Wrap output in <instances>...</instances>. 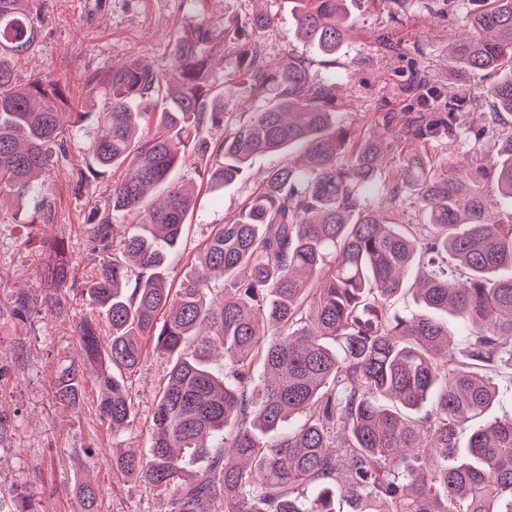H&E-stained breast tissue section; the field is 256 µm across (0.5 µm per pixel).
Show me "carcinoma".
Segmentation results:
<instances>
[{
  "label": "carcinoma",
  "mask_w": 512,
  "mask_h": 512,
  "mask_svg": "<svg viewBox=\"0 0 512 512\" xmlns=\"http://www.w3.org/2000/svg\"><path fill=\"white\" fill-rule=\"evenodd\" d=\"M294 2L297 35L335 60L355 24L346 0ZM480 2L448 63L482 82L437 92L415 62L416 79L397 94L420 110L357 136L336 126V83L314 80L306 59L273 66L248 49L273 21L264 12L244 25L200 24L166 74L137 58L90 71L79 103L58 84L20 83L16 63L37 41L38 14L30 0H0V195L40 189L65 154L66 109L97 127L80 179L126 170L90 218L94 276L69 285L64 264L48 269L42 305L90 301L76 327L82 361L58 369L53 389L75 407L94 380L114 435L134 418L120 373L150 346L170 360L148 454H112V468L163 497L162 512H512V417L483 422L499 374L512 371L502 341L512 337V214L495 217L485 194L492 183L512 201V125L489 161L471 146L465 177L427 155L468 143L465 114L488 102L492 115H512V0ZM217 39L237 51L258 98L275 95L212 144L199 135L224 124L205 55ZM100 93L108 103L96 112ZM296 145L301 163L272 170L212 233L194 273L169 288L197 194L168 176L188 149L203 161L199 177L221 188L255 156ZM160 187L162 200L148 201ZM381 191L410 202L420 223L382 216L372 202ZM131 211L140 222L122 232L112 216ZM399 293L425 311L393 314ZM30 311L20 291L0 320L23 323ZM450 316L466 330L460 344L448 337ZM218 346L222 375L211 366Z\"/></svg>",
  "instance_id": "carcinoma-1"
}]
</instances>
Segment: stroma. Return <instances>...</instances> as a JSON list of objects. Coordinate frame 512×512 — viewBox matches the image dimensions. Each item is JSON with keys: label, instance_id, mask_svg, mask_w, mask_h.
<instances>
[{"label": "stroma", "instance_id": "35a3bbf8", "mask_svg": "<svg viewBox=\"0 0 512 512\" xmlns=\"http://www.w3.org/2000/svg\"><path fill=\"white\" fill-rule=\"evenodd\" d=\"M425 2L403 0L396 10L391 0H350L356 22L331 69L312 46L296 38L290 0H37L39 36L18 59L17 74L23 82L38 77L60 83L79 99L87 72L111 68L132 56L157 71H168L177 40L185 32L205 21L217 26L227 18L244 21L263 10L273 22L253 40L252 51L274 64L291 55L303 57L315 79L335 73L336 123L360 133L384 113L401 112L403 104L393 88L408 78L410 60L423 63L433 89L451 90L461 79L460 71L448 63V44L462 33L464 15H432ZM383 32L392 47L379 44ZM208 56L210 82L224 94L220 106L225 124L204 131L202 137L216 141L223 139L225 126L255 108L257 101L239 77L233 51L215 42ZM64 122L75 130L65 156L44 176L53 223H37V196L0 200L1 303H9L18 290L40 299L50 262L41 248L43 239L65 243L74 282L87 280L98 264L89 217L122 172L115 169L79 181L80 171L91 161L89 146L97 128L90 121L74 123L69 116ZM298 158L295 151L259 155L243 179L216 190L200 185L180 252L168 268L171 287H178L190 273L192 256L214 226L234 216L272 169ZM86 312L85 302L77 298L59 314L44 311L25 324L0 323V505L6 512L26 500L39 512H81L79 490L85 482L99 492L98 512H160L158 496L114 471L111 459L116 446L148 447L149 415L166 372V357L146 350L137 371L128 375L137 415L121 436H113L97 416L94 381L86 382L78 406L60 404L52 396L54 371L80 357L75 326Z\"/></svg>", "mask_w": 512, "mask_h": 512}]
</instances>
